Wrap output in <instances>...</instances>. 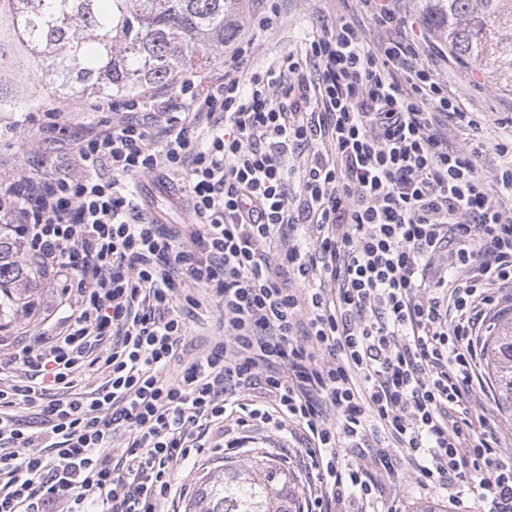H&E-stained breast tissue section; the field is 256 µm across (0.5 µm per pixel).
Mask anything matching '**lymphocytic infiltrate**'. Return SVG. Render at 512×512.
I'll list each match as a JSON object with an SVG mask.
<instances>
[{
    "mask_svg": "<svg viewBox=\"0 0 512 512\" xmlns=\"http://www.w3.org/2000/svg\"><path fill=\"white\" fill-rule=\"evenodd\" d=\"M394 2H345L245 85L247 41L177 104L95 101L112 118L73 165L0 182V223L64 286L60 317L0 357V512H161L176 466L253 421L304 448L312 512H379L407 477L454 499L474 473L488 512H512V460L473 401L482 328L512 300V145L479 169L474 113ZM355 7L399 36L368 42ZM136 177L180 181L191 223L150 215ZM181 299L224 327L192 358Z\"/></svg>",
    "mask_w": 512,
    "mask_h": 512,
    "instance_id": "f902f5d3",
    "label": "lymphocytic infiltrate"
}]
</instances>
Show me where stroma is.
<instances>
[{
	"mask_svg": "<svg viewBox=\"0 0 512 512\" xmlns=\"http://www.w3.org/2000/svg\"><path fill=\"white\" fill-rule=\"evenodd\" d=\"M277 8L279 22L268 32L255 30V14ZM337 0H242L235 17L242 39L251 40V54L239 77L248 80L252 71L277 61L283 55L299 49L305 33L322 16H335ZM439 72L448 83L449 93L459 96L464 106L475 112L481 125L480 136L486 151L478 160L484 173H493L502 159L496 143L512 140V91L495 84L487 74L475 67L464 66L457 59L439 62ZM89 98L77 97L65 103L47 102L50 110L65 112L70 137L57 139L44 133L38 124L26 121L23 114H0V177L10 178L21 171L41 165L57 166L72 158L75 152L73 135L78 134L86 121L91 120ZM142 195L148 196L152 212L166 224H187L191 221L188 209L180 200L181 192L175 186H162L157 182L139 180ZM62 293L60 284L42 279L32 295V308L9 319L0 321V336L15 339L20 334H32L43 325L44 318L57 315ZM253 437V447L243 450L206 452L187 466L176 467L173 481L183 488V496L168 504V512H184L189 495L195 494L204 477L220 473L226 466H247L259 459H271L292 474L301 498H309L312 479L306 467V455L301 445L286 447L280 433L255 425L245 430ZM436 505L439 512H484L486 505L478 496L467 493L460 504L453 505L443 491L426 492L411 481H404L387 494L384 503L389 512H415L418 505Z\"/></svg>",
	"mask_w": 512,
	"mask_h": 512,
	"instance_id": "1",
	"label": "stroma"
}]
</instances>
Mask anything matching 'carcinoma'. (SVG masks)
I'll return each instance as SVG.
<instances>
[{
  "label": "carcinoma",
  "mask_w": 512,
  "mask_h": 512,
  "mask_svg": "<svg viewBox=\"0 0 512 512\" xmlns=\"http://www.w3.org/2000/svg\"><path fill=\"white\" fill-rule=\"evenodd\" d=\"M237 0H0V112L45 100L129 97L208 66L236 35ZM452 54L512 87V0H418ZM18 238L0 231V318L33 291ZM497 401L512 411V320L487 346ZM186 512H301L284 468L259 460L202 482Z\"/></svg>",
  "instance_id": "carcinoma-1"
}]
</instances>
